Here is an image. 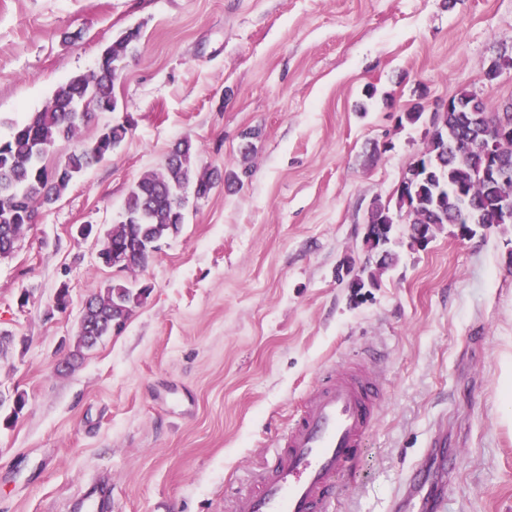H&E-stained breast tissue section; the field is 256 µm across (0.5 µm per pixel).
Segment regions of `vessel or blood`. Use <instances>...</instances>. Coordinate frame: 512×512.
Instances as JSON below:
<instances>
[{
	"mask_svg": "<svg viewBox=\"0 0 512 512\" xmlns=\"http://www.w3.org/2000/svg\"><path fill=\"white\" fill-rule=\"evenodd\" d=\"M380 403L374 357L324 369L251 490L234 494L225 512H333L339 479L360 460Z\"/></svg>",
	"mask_w": 512,
	"mask_h": 512,
	"instance_id": "b4317fda",
	"label": "vessel or blood"
}]
</instances>
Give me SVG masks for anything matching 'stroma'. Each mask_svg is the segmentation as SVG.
Returning <instances> with one entry per match:
<instances>
[{
	"label": "stroma",
	"mask_w": 512,
	"mask_h": 512,
	"mask_svg": "<svg viewBox=\"0 0 512 512\" xmlns=\"http://www.w3.org/2000/svg\"><path fill=\"white\" fill-rule=\"evenodd\" d=\"M130 28L120 109L80 137L126 115L131 133L0 258V331L26 341L0 358V395L27 397L13 425L0 408V512H76L103 484L101 512H225L320 372L371 353L384 399L334 512H393L442 422L459 461L419 499L512 512V230L402 246L363 303L336 276L365 262L370 207L426 148L401 112L461 89L512 100V69L484 80L512 55V0H0V137ZM250 130V175L189 201L131 274L150 293L124 329L58 371L84 300L117 276L95 255L130 186L185 135L201 166L241 171Z\"/></svg>",
	"instance_id": "obj_1"
}]
</instances>
